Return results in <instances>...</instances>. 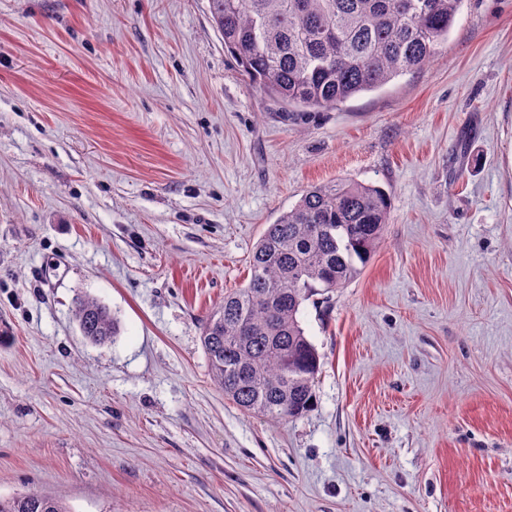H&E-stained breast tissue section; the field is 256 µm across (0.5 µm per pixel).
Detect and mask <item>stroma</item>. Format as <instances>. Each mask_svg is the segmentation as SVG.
<instances>
[{
  "label": "stroma",
  "mask_w": 512,
  "mask_h": 512,
  "mask_svg": "<svg viewBox=\"0 0 512 512\" xmlns=\"http://www.w3.org/2000/svg\"><path fill=\"white\" fill-rule=\"evenodd\" d=\"M208 0H0V495L73 512H512V0L423 68L281 120ZM390 197L305 303L316 401L272 424L201 323L311 185ZM119 321L81 336L76 296ZM0 512H72L61 499L43 490L0 496Z\"/></svg>",
  "instance_id": "1"
}]
</instances>
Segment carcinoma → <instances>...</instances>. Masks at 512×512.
Here are the masks:
<instances>
[{"label":"carcinoma","instance_id":"1","mask_svg":"<svg viewBox=\"0 0 512 512\" xmlns=\"http://www.w3.org/2000/svg\"><path fill=\"white\" fill-rule=\"evenodd\" d=\"M461 2L209 0V13L250 81L288 106L318 110L423 68L448 42ZM389 211L382 189L340 181L310 187L267 226L249 254L248 283L224 293L202 327L212 381L241 412L279 423L311 410L320 363L302 306L360 275ZM74 319L91 342L119 334L93 298L77 299ZM0 512L72 509L36 490L0 496Z\"/></svg>","mask_w":512,"mask_h":512}]
</instances>
